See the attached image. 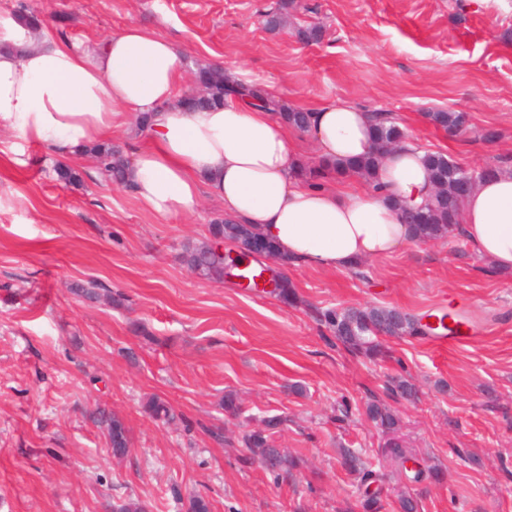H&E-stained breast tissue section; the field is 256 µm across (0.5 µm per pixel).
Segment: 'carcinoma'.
I'll list each match as a JSON object with an SVG mask.
<instances>
[{
	"instance_id": "cac0c4a2",
	"label": "carcinoma",
	"mask_w": 512,
	"mask_h": 512,
	"mask_svg": "<svg viewBox=\"0 0 512 512\" xmlns=\"http://www.w3.org/2000/svg\"><path fill=\"white\" fill-rule=\"evenodd\" d=\"M288 0H278L277 6L267 13L266 24L271 30H277L287 23ZM204 85V93L195 100L193 107L203 108L224 104V97H247L259 102L266 110L276 114L289 126L305 132L310 125V112L290 106L286 101L263 92L256 86L238 83L229 79L224 71L214 67L206 68L200 75ZM427 118L431 123L445 130H461L465 120L457 112H430ZM377 151L355 166L354 174L362 177L368 186L375 191L382 190L377 181L376 169L380 163L379 152H388L400 147L406 139L405 132L384 113H377L376 127ZM96 159L97 174L117 184L125 183V154L110 144H101L91 149ZM426 169L435 188L434 198L422 208L409 211L401 209L402 219L411 224L414 238L418 242H429L447 238L452 227L457 224L460 206L475 184L469 178V171L460 164L451 161L439 153L427 155ZM213 234L219 239H225L234 246H250L260 244V256L276 255L275 247L264 241L247 224H240L231 219L213 225ZM183 260L199 275L215 280H224V254L211 245L186 247ZM286 305H294L296 293L288 279L277 276V288L273 290ZM396 310L366 307L349 309H330L322 314L327 327L334 333L336 339L346 348L369 357L383 355L379 335L398 337L404 335H423L424 329L412 316L402 313L395 316ZM367 416L382 430L386 436L381 455L394 461L405 459L404 449L401 448L397 432L399 421L391 410L377 402L366 406ZM94 423L106 432L109 447L113 454L120 456L129 452V430L125 421L117 414L99 410L93 415ZM242 441L249 449L250 455L243 462L251 464L258 461L267 470L275 473V477H286L296 467L295 460L273 445L270 435L261 430L248 431L242 436ZM343 464L359 475L360 482L371 483L377 474L367 466L361 465L355 451L344 448L341 452Z\"/></svg>"
}]
</instances>
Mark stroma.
Segmentation results:
<instances>
[{"instance_id": "1", "label": "stroma", "mask_w": 512, "mask_h": 512, "mask_svg": "<svg viewBox=\"0 0 512 512\" xmlns=\"http://www.w3.org/2000/svg\"><path fill=\"white\" fill-rule=\"evenodd\" d=\"M274 0H0V18L35 10L63 40L102 38L135 23L185 55L180 89L201 64L241 73L289 105L351 101L391 113L409 141L467 168L512 167V0H294L268 30ZM314 27L302 41L297 28ZM431 112L466 116L464 133ZM0 512H104L119 499L185 512L201 494L213 512H361L363 489L344 448L378 463L382 434L367 403L389 406L416 469L384 466L383 512L397 496L420 512H512V273L463 239L407 244L350 270L283 266L295 306L216 282L181 260L212 243L224 208L202 196L163 218L126 187L57 181L59 158L0 127ZM111 291L87 302L73 284ZM395 308L416 318L462 312L480 335L386 337L385 357L350 352L320 321L329 308ZM144 334H137L135 326ZM416 397L393 392L394 378ZM234 394L238 414L224 410ZM171 421L144 411L149 398ZM124 418L131 447L112 456L92 420ZM284 417L274 444L294 456L274 479L244 464L243 432Z\"/></svg>"}]
</instances>
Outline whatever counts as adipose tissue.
<instances>
[{
    "instance_id": "ef3b65f1",
    "label": "adipose tissue",
    "mask_w": 512,
    "mask_h": 512,
    "mask_svg": "<svg viewBox=\"0 0 512 512\" xmlns=\"http://www.w3.org/2000/svg\"><path fill=\"white\" fill-rule=\"evenodd\" d=\"M185 68L169 39L132 24L95 42L63 43L46 26L9 19L0 34V124L60 157L107 139L118 115H149V145L127 158L126 185L162 217L189 213L202 192L228 218L275 242L288 262L349 269L410 243L399 204L427 201L425 153L405 145L383 160L385 190L312 184L296 177L300 146L278 116L240 99L185 111L176 83ZM372 112L348 101L311 113L317 160L346 163L373 149ZM454 235L499 272H512V169L478 181Z\"/></svg>"
}]
</instances>
